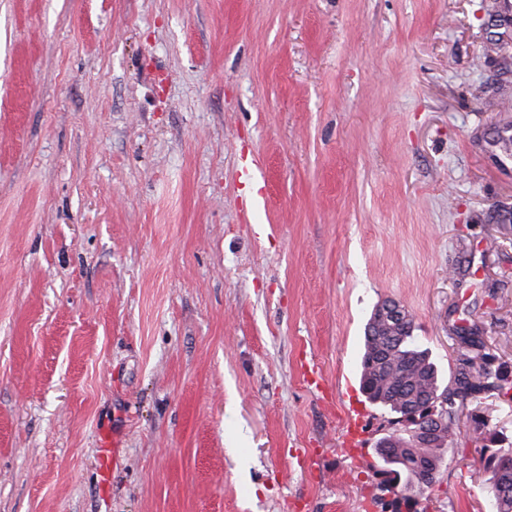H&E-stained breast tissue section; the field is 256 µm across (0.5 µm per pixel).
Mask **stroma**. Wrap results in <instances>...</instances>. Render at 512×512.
Segmentation results:
<instances>
[{"label": "stroma", "mask_w": 512, "mask_h": 512, "mask_svg": "<svg viewBox=\"0 0 512 512\" xmlns=\"http://www.w3.org/2000/svg\"><path fill=\"white\" fill-rule=\"evenodd\" d=\"M508 126L512 0H0V512H397L365 327L512 375Z\"/></svg>", "instance_id": "obj_1"}]
</instances>
